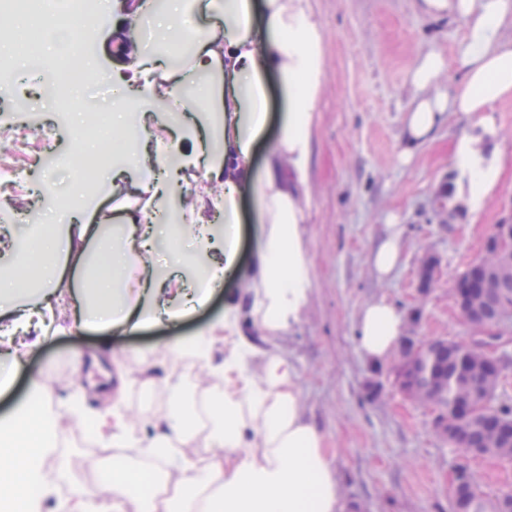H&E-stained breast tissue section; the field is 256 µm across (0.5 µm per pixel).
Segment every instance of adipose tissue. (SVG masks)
I'll use <instances>...</instances> for the list:
<instances>
[{
    "instance_id": "obj_1",
    "label": "adipose tissue",
    "mask_w": 512,
    "mask_h": 512,
    "mask_svg": "<svg viewBox=\"0 0 512 512\" xmlns=\"http://www.w3.org/2000/svg\"><path fill=\"white\" fill-rule=\"evenodd\" d=\"M428 16L453 14L466 23L454 60L463 73L458 84L439 81L446 68L441 54L418 55L409 74L413 103L405 118L402 158L430 141L446 116L465 118L468 129L456 141L453 164L459 177L445 187L449 208L479 210L496 187L501 166L497 103L512 99V0H421ZM113 48L128 59L113 74V94L104 104L113 129L129 142L112 164V213L90 218L87 207L72 206L70 221L49 216L39 249L18 257L21 266H41L42 288H25L16 277H0V329L9 348L0 353V394L12 384L20 358L33 346L32 331L51 327L50 302L57 285V261L83 259L89 243L100 264L94 288L98 305L84 304L79 327L133 333L163 318L176 319L203 305L224 275L238 272L240 201L258 206V234L243 297L231 303L222 321L176 345L216 380L196 393L183 383L169 388L162 414L143 435L127 407L124 368H117L111 406L87 412L73 398V419L90 424L97 440L115 448L112 466L97 489L76 488L62 512H344V498L332 450L324 433L301 405L299 370L278 338L297 324L308 306L312 264L303 237L304 210L291 184L308 179L313 113L323 73V35L309 0H103L94 21L111 14ZM275 75L284 102L277 137L263 166L253 164L268 121L266 79ZM165 94L161 121L180 124L182 136H203L200 148L179 143L136 141L145 113L131 102ZM182 171L205 169L224 184L223 199L204 200L179 217L184 235L211 252L205 284L172 289L165 277L143 263L168 232L158 217L172 194L165 184L167 161ZM222 214L224 232L215 235L211 212ZM399 225H386L369 261L378 279H387L402 255ZM142 264L135 287L126 274ZM402 314L386 299L365 303L357 317L361 355L383 361L398 346ZM232 342L221 360L211 350L217 338ZM10 432L0 450V512H42L55 494L41 473L42 458L59 434L43 411L27 400L0 418ZM211 448L204 461L188 448Z\"/></svg>"
}]
</instances>
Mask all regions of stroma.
I'll list each match as a JSON object with an SVG mask.
<instances>
[{
    "instance_id": "1",
    "label": "stroma",
    "mask_w": 512,
    "mask_h": 512,
    "mask_svg": "<svg viewBox=\"0 0 512 512\" xmlns=\"http://www.w3.org/2000/svg\"><path fill=\"white\" fill-rule=\"evenodd\" d=\"M323 34L321 95L313 114L304 239L313 265L308 307L282 334L280 346L296 360L303 406L326 435L345 499V512H452L451 474L461 451L433 432L432 408L408 401L395 387L370 397L363 382L372 363L358 351L356 320L368 301L383 298L402 313L421 306L420 340L465 338L468 326L453 299V285L483 254L495 225L512 221V100L498 103L503 168L483 208L456 215L442 209L439 187L454 178V143L466 129L456 116L438 128L409 161H401V131L412 88L408 74L416 55L435 49L444 57L446 79L461 81L453 65L465 33L461 18L431 19L418 0H311ZM77 121L57 129L56 161L35 172L66 187L79 161L74 152ZM403 228L401 264L378 280L369 249L386 224ZM439 267L425 300L416 295V270L426 255ZM243 279L225 280L202 309L175 323L133 334L71 330L80 299L69 296L57 329L42 333L22 360L11 389L0 395V417L32 395V381L49 388L57 427H70L68 444L49 455L51 468L99 471L104 461L87 451L79 424L67 412L72 396L100 409L111 392L113 360L139 374L142 360L159 387L200 374L173 348L222 319L231 298L242 296ZM469 465L484 494L512 492V462L478 457Z\"/></svg>"
}]
</instances>
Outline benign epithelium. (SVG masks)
Wrapping results in <instances>:
<instances>
[{
  "mask_svg": "<svg viewBox=\"0 0 512 512\" xmlns=\"http://www.w3.org/2000/svg\"><path fill=\"white\" fill-rule=\"evenodd\" d=\"M481 272L486 282H493L500 277L512 274V224H498L484 242ZM439 261L433 255L424 257L418 268V300H423L433 282L438 269ZM453 297L464 321L472 326L470 336L465 340L450 339L439 336L425 342L419 341L417 327L421 320V307L412 309L407 320V329L403 336V346L411 348L418 353L419 360L434 353L440 346L452 345L457 349L477 351L485 356L484 362L499 369L502 360L512 361V336L505 334L504 328L512 323V308H503L494 320L485 317L487 298L484 295H474L465 290L460 282H455ZM405 360L400 358L393 369L394 385L409 400L424 404L434 409L433 427L443 441L448 437H461L470 425L474 415V407H469L463 415L448 416V411L442 408L446 389L445 383L437 378L428 388L421 391L412 386H401L400 373Z\"/></svg>",
  "mask_w": 512,
  "mask_h": 512,
  "instance_id": "obj_1",
  "label": "benign epithelium"
}]
</instances>
